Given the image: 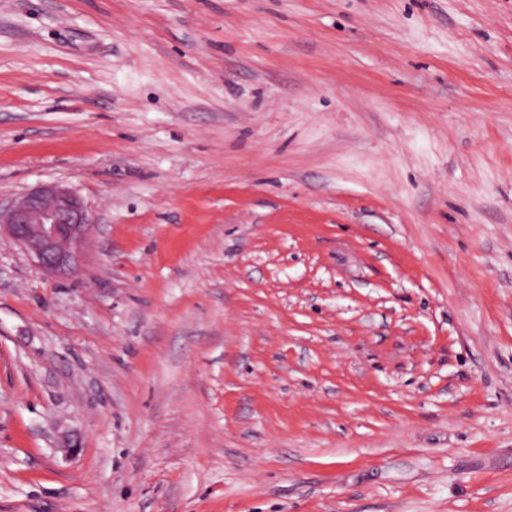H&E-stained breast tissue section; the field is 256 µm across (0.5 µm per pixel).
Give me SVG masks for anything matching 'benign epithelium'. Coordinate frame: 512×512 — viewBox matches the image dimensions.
I'll list each match as a JSON object with an SVG mask.
<instances>
[{"mask_svg":"<svg viewBox=\"0 0 512 512\" xmlns=\"http://www.w3.org/2000/svg\"><path fill=\"white\" fill-rule=\"evenodd\" d=\"M92 224L82 197L56 182L39 185L0 206V239L19 246L51 275L77 269L81 244Z\"/></svg>","mask_w":512,"mask_h":512,"instance_id":"benign-epithelium-1","label":"benign epithelium"}]
</instances>
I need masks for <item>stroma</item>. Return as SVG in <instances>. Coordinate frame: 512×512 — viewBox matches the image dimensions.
<instances>
[{
  "label": "stroma",
  "instance_id": "stroma-1",
  "mask_svg": "<svg viewBox=\"0 0 512 512\" xmlns=\"http://www.w3.org/2000/svg\"><path fill=\"white\" fill-rule=\"evenodd\" d=\"M0 512H512V0H0ZM94 224L82 197L60 183L39 185L0 205V239L19 246L51 275H68L82 258L81 244Z\"/></svg>",
  "mask_w": 512,
  "mask_h": 512
}]
</instances>
